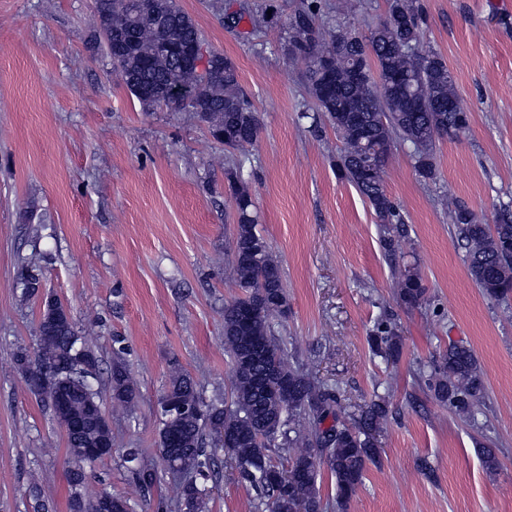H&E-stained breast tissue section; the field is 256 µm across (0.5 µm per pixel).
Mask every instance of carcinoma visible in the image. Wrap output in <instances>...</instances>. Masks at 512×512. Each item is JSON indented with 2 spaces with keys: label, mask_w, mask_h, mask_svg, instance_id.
<instances>
[{
  "label": "carcinoma",
  "mask_w": 512,
  "mask_h": 512,
  "mask_svg": "<svg viewBox=\"0 0 512 512\" xmlns=\"http://www.w3.org/2000/svg\"><path fill=\"white\" fill-rule=\"evenodd\" d=\"M105 32L103 43L131 95L150 110L164 100L161 90L180 84L195 92L184 106L205 116L214 137L224 144V170L237 199L236 230L231 265L241 295L224 304V348L231 359L230 401L201 396L199 385L179 365L171 366L163 397L181 404L183 411L168 421L159 420V447H165L169 428L182 434L174 449L175 463L188 475L207 478L213 459L204 449V436L224 432L231 440V468L257 492L256 512H325L317 487L322 465L336 484V505L346 508L362 484L367 465L376 463V435L389 410L385 400L358 406L350 421L339 419V389L313 375L308 368L288 361V344L275 326L288 316V292L280 265L257 229L254 202L238 172L248 147L260 132L252 101L242 92L237 67L220 52L213 53L206 72L165 55L159 46L204 43L195 21L176 0H153L147 14L134 9V0H93ZM423 17L416 0H391L388 14L377 27L361 35L347 27L327 30L318 22L315 5L299 9L292 18L284 51L306 62L304 77L315 102V113H304L316 124L325 117L342 140L336 160L339 175L352 184L373 210L380 241L393 254L407 228L399 209L387 194L383 172L394 141L412 147L415 168L425 180L436 178L434 147L444 131L458 138L468 128V112L460 103L454 78L444 59L423 50ZM381 84L382 91L376 90ZM459 238L465 242L467 270L483 293L494 300L512 293V212L502 211L494 224H481L461 201L448 206ZM37 258L21 267L24 294H36L40 284ZM397 299L408 308L429 301L421 278L412 268L395 273ZM56 325L39 326V350L44 363L63 371L57 379H26L45 403L62 395L82 427L67 435L68 483L71 512H85L81 496L86 480L84 449L107 437L101 425V392L94 382L66 374L81 349L99 366L95 346L78 335L70 316H56ZM374 355L397 361L401 336L380 320L369 335ZM108 391L112 409L132 412L139 390L123 359L114 351ZM432 397L468 418L481 411L486 393L477 356L468 347L452 343L426 375ZM136 487L148 489L158 472L146 466L134 472ZM180 512H205L206 492L195 480L174 485ZM98 512H129V499L114 495L98 502Z\"/></svg>",
  "instance_id": "cac0c4a2"
}]
</instances>
